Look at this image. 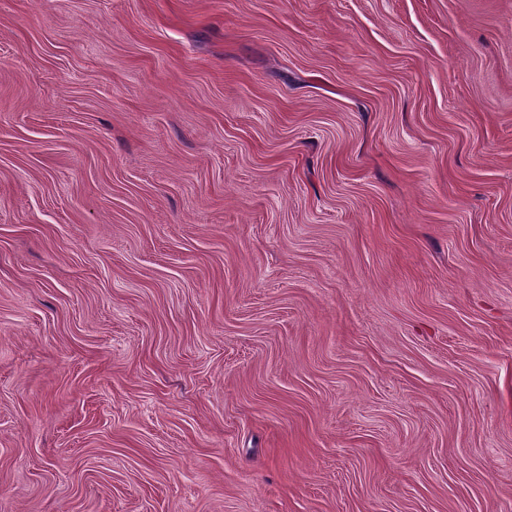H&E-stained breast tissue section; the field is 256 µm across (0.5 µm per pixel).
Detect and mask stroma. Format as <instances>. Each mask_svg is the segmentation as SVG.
<instances>
[{"instance_id":"1","label":"stroma","mask_w":512,"mask_h":512,"mask_svg":"<svg viewBox=\"0 0 512 512\" xmlns=\"http://www.w3.org/2000/svg\"><path fill=\"white\" fill-rule=\"evenodd\" d=\"M0 512H512V0H0Z\"/></svg>"}]
</instances>
